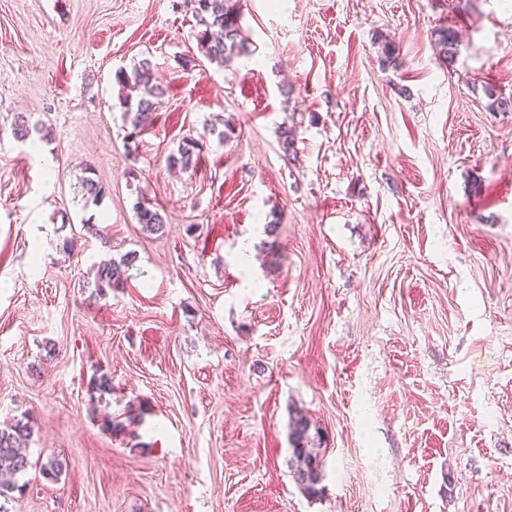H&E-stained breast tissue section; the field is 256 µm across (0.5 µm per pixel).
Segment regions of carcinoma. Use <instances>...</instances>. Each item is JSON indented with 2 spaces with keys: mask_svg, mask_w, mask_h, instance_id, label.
Listing matches in <instances>:
<instances>
[{
  "mask_svg": "<svg viewBox=\"0 0 512 512\" xmlns=\"http://www.w3.org/2000/svg\"><path fill=\"white\" fill-rule=\"evenodd\" d=\"M194 14L201 30L198 32V45L202 54L211 61L226 64L233 59L251 52L250 42L241 26L239 0H191ZM435 45L441 62L451 65L458 53L456 30L441 26L434 31ZM115 83L119 86L118 105L123 119L131 126L127 140L133 142L148 131L154 123L156 112L161 104L164 89L157 81L149 59L138 62L131 71L119 70L115 73ZM12 127L20 141L31 135L27 116L18 113L13 116ZM203 145L198 140L185 137L177 150L168 156V165L182 171L196 166ZM83 198L99 202L105 195L104 186L91 176L81 178ZM137 223L148 233H159L165 226L161 209L144 196L137 197L133 204ZM136 256L127 253L121 260H104L95 273V288L102 294L108 288H116L121 283L122 268L133 265ZM312 425L304 415L292 419L290 442L292 455L296 460L294 480L302 491L311 496L322 495L324 487L323 461L317 448L316 437L311 435ZM32 434V426L26 417L13 420L0 429V497L16 487L17 477L25 474L32 463L25 447ZM65 468L63 461L56 457L48 458L41 465L42 475L56 480Z\"/></svg>",
  "mask_w": 512,
  "mask_h": 512,
  "instance_id": "obj_1",
  "label": "carcinoma"
}]
</instances>
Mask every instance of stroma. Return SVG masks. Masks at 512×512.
I'll use <instances>...</instances> for the list:
<instances>
[{"mask_svg": "<svg viewBox=\"0 0 512 512\" xmlns=\"http://www.w3.org/2000/svg\"><path fill=\"white\" fill-rule=\"evenodd\" d=\"M240 2L252 52L224 67L189 0H0V421L68 464L9 512H512V112L486 95L512 97V0ZM145 58L165 94L131 148L114 75ZM434 37L439 60L452 65L458 53L456 30L450 26H441L434 31ZM203 145L198 140L185 137L179 144L176 152H172L168 156V165L171 168L182 171L194 168L200 158ZM157 206L149 198L142 195L138 196L133 204V211L138 224H141L144 231L151 234L162 232L166 224L165 217ZM136 260L134 253H127L117 262L115 259L99 263L95 273V288L103 294L106 288H116L121 283L122 267L132 266ZM312 425L304 415H296L290 427L291 450L297 464L293 472L294 480L302 491L311 497L321 496L324 487L323 461L315 441L319 438V431L311 435Z\"/></svg>", "mask_w": 512, "mask_h": 512, "instance_id": "obj_1", "label": "stroma"}]
</instances>
